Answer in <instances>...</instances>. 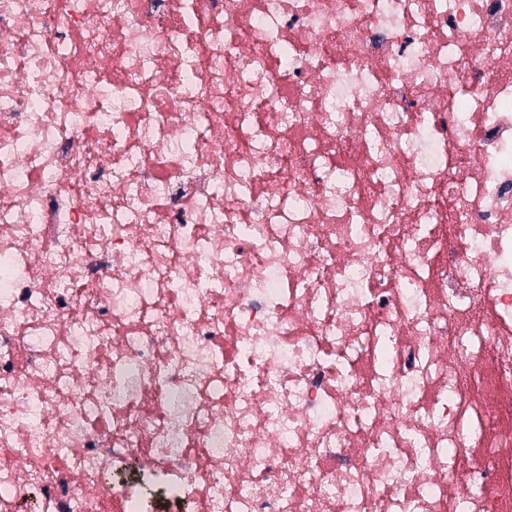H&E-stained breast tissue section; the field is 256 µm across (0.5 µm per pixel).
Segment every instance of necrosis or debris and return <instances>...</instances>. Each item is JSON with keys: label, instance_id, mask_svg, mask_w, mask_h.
<instances>
[{"label": "necrosis or debris", "instance_id": "1", "mask_svg": "<svg viewBox=\"0 0 512 512\" xmlns=\"http://www.w3.org/2000/svg\"><path fill=\"white\" fill-rule=\"evenodd\" d=\"M0 512H512V0H0Z\"/></svg>", "mask_w": 512, "mask_h": 512}]
</instances>
